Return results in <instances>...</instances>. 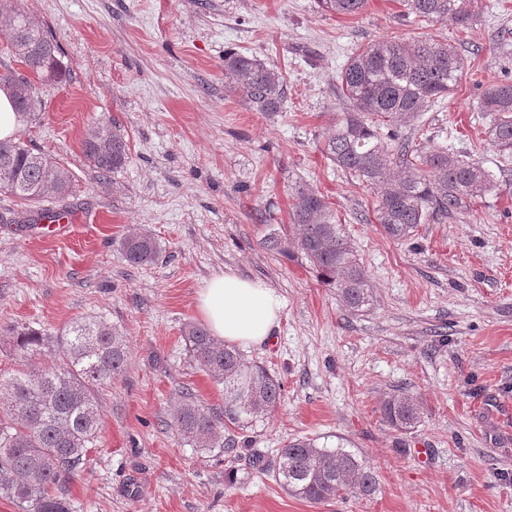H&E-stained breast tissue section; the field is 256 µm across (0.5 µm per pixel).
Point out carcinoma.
I'll return each mask as SVG.
<instances>
[{"label":"carcinoma","mask_w":512,"mask_h":512,"mask_svg":"<svg viewBox=\"0 0 512 512\" xmlns=\"http://www.w3.org/2000/svg\"><path fill=\"white\" fill-rule=\"evenodd\" d=\"M367 0H318L336 15H354ZM409 12L424 21L451 19L464 28L471 14L468 0H403ZM10 18L7 42L14 57L35 71L23 79L0 73L12 87L14 109L23 122L40 118L45 102L39 85L58 83L69 67L60 47L45 28L0 0V13ZM464 61L455 47L417 38H387L359 47L338 76L341 118L325 140V156L344 172L383 190L376 202V221L393 240L416 235L422 224L446 219L470 202L500 190L494 176L476 160H462L448 148L425 149L382 129L409 126L431 104L446 98L462 82ZM224 86L255 112H279L285 97L281 72L262 59L224 53ZM477 108L495 114L487 141L500 154L512 157V82H498L482 91ZM83 154L103 177L129 159L127 142L117 125H101L82 142ZM69 191L67 174L53 159L21 141L0 140V193L24 201L62 198ZM293 238L271 229L264 244L286 251L288 243L317 272L321 283L336 290L353 314L373 301L372 289L358 255L324 198L314 190L296 189ZM132 266L151 264L160 244L148 233L128 236L121 243ZM192 362L211 375L224 390V408L201 404L186 391L165 426L182 442L212 457L237 454L238 441L224 437L229 427L244 431L264 421L280 404L282 383L267 370L247 361L243 353L216 340L207 328L188 324L183 330ZM51 345V363L34 359ZM19 368L0 376V494L21 512H72L62 485L87 463L99 439V389L123 373L128 355L126 337L98 318L71 322L54 340L30 327L13 329ZM387 425L404 432L421 422L416 398L393 392L381 404ZM276 483L293 496L314 504L345 495L369 498L378 479L369 461L343 447L297 438L279 449L268 463Z\"/></svg>","instance_id":"obj_1"}]
</instances>
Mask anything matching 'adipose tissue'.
I'll return each mask as SVG.
<instances>
[{"instance_id":"obj_1","label":"adipose tissue","mask_w":512,"mask_h":512,"mask_svg":"<svg viewBox=\"0 0 512 512\" xmlns=\"http://www.w3.org/2000/svg\"><path fill=\"white\" fill-rule=\"evenodd\" d=\"M197 308L213 336L249 347L272 341L283 302L264 282L229 271L206 282L198 294Z\"/></svg>"}]
</instances>
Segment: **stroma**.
I'll list each match as a JSON object with an SVG mask.
<instances>
[{
  "mask_svg": "<svg viewBox=\"0 0 512 512\" xmlns=\"http://www.w3.org/2000/svg\"><path fill=\"white\" fill-rule=\"evenodd\" d=\"M18 2L70 67L44 87L40 122L16 136L68 173L69 195L46 206L71 222L52 237L29 230L41 206L0 193V370L18 367L16 326L54 336L97 317L129 348L125 372L98 397L99 446L64 486L73 512H512V159L488 143L493 117L476 108L487 85L512 75V0H470L465 28L421 22L403 0H367L355 15L317 0ZM390 37L452 44L467 71L398 137L476 159L502 185L408 241L376 223L377 188L322 152L342 67ZM228 49L279 69L281 111H252L225 88ZM112 122L129 159L102 180L82 141ZM300 185L347 228L373 287L363 312L350 313L297 249L263 244L271 224L291 225ZM140 232L161 253L133 267L121 241ZM227 269L283 300L273 341L244 350L280 379L283 397L222 460L165 423L188 389L205 406L224 404L182 330L201 320L200 289ZM395 391L419 403L414 432L381 419ZM298 437L365 456L377 493L321 504L286 494L260 464Z\"/></svg>",
  "mask_w": 512,
  "mask_h": 512,
  "instance_id": "stroma-1",
  "label": "stroma"
}]
</instances>
